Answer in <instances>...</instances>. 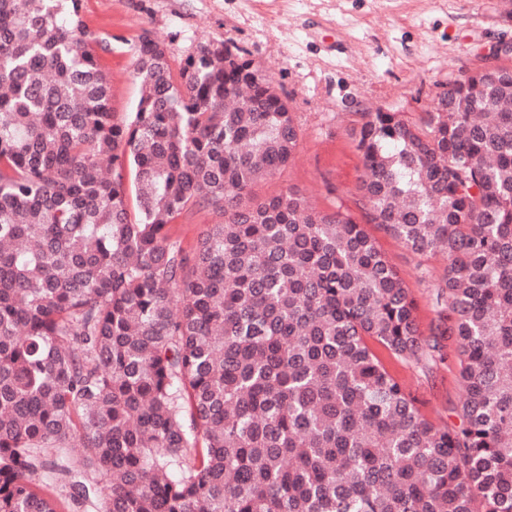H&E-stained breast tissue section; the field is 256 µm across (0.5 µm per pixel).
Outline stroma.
<instances>
[{"mask_svg": "<svg viewBox=\"0 0 512 512\" xmlns=\"http://www.w3.org/2000/svg\"><path fill=\"white\" fill-rule=\"evenodd\" d=\"M83 13L90 28L113 39L102 61L120 113L136 104L129 43L141 33L162 40L175 65L199 41L243 50L287 95L301 128L294 162L256 194L291 189L325 212L359 211L363 162L351 131L362 112L382 108L416 121L448 82L512 65V53L498 51L512 42V0H83ZM373 235L429 331L445 259L417 255L381 230ZM378 356L431 421L457 423L455 364L425 372L386 351Z\"/></svg>", "mask_w": 512, "mask_h": 512, "instance_id": "35a3bbf8", "label": "stroma"}]
</instances>
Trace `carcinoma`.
I'll return each instance as SVG.
<instances>
[{"label":"carcinoma","instance_id":"cac0c4a2","mask_svg":"<svg viewBox=\"0 0 512 512\" xmlns=\"http://www.w3.org/2000/svg\"><path fill=\"white\" fill-rule=\"evenodd\" d=\"M103 49L82 0H0V512H57L40 471L113 477L100 512H512V68L352 129L368 223L447 260L425 337L366 225L254 196L300 126L243 51L143 32L119 116ZM373 342L454 355L459 424ZM218 220L219 218L212 213L201 212L184 220L183 224L172 225L171 233L186 251L191 252L198 247L210 225Z\"/></svg>","mask_w":512,"mask_h":512}]
</instances>
